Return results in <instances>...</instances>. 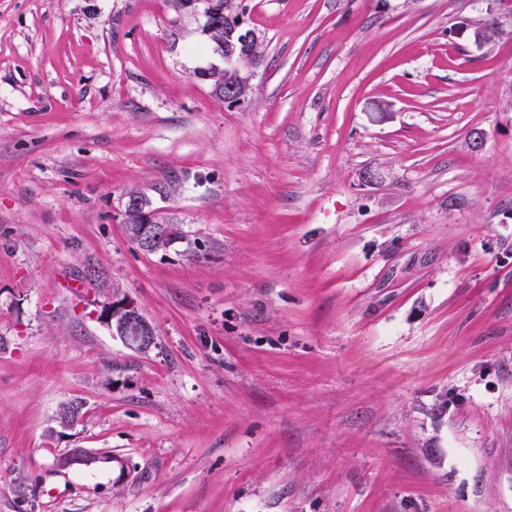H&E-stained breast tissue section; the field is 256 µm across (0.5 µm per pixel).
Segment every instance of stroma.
<instances>
[{"instance_id":"obj_1","label":"stroma","mask_w":512,"mask_h":512,"mask_svg":"<svg viewBox=\"0 0 512 512\" xmlns=\"http://www.w3.org/2000/svg\"><path fill=\"white\" fill-rule=\"evenodd\" d=\"M234 5L242 103L202 9L0 0V512H512V11ZM230 0H208L202 28L213 53L224 60L225 67L212 66L199 70L195 77L206 83L215 96L234 102H245L250 95V77L246 71L258 61V36L244 26L243 14L228 8ZM230 10V13H228ZM224 17V20H223ZM236 18V23L231 22ZM229 20L231 26L226 23ZM125 213L128 235L142 250L156 253L166 251L173 244L175 228L159 222L156 215L147 209V203L140 194L128 197ZM104 316L112 328V333L131 343L137 348L148 349L154 342V331L146 318L134 307L128 304L112 303L105 309Z\"/></svg>"}]
</instances>
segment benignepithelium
I'll return each instance as SVG.
<instances>
[{
    "label": "benign epithelium",
    "instance_id": "obj_1",
    "mask_svg": "<svg viewBox=\"0 0 512 512\" xmlns=\"http://www.w3.org/2000/svg\"><path fill=\"white\" fill-rule=\"evenodd\" d=\"M204 17L202 31L213 53L224 60L225 66L202 69L195 77L208 84L214 95L234 102H244L251 90L247 71L258 61V36L244 26L242 13L228 11L224 0H206ZM501 32L502 21L497 17L490 26L481 23L470 27V38L474 43L484 45ZM125 213L128 217V235L141 249L156 253L170 248L175 228L159 222L156 215L147 209V203L141 195L136 193L127 199ZM104 316L113 333L134 343L137 348L145 350L153 344V328L135 307L114 304L104 311ZM91 458L124 465L123 461L107 452L91 456L77 448L65 458L63 466L83 465Z\"/></svg>",
    "mask_w": 512,
    "mask_h": 512
}]
</instances>
